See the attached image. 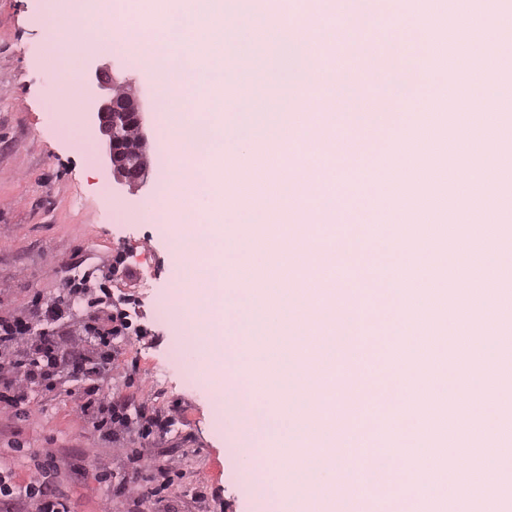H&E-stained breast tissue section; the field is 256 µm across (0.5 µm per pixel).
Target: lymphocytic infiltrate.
<instances>
[{
	"label": "lymphocytic infiltrate",
	"instance_id": "obj_1",
	"mask_svg": "<svg viewBox=\"0 0 512 512\" xmlns=\"http://www.w3.org/2000/svg\"><path fill=\"white\" fill-rule=\"evenodd\" d=\"M130 274L126 255L116 251L107 267L106 283ZM106 283L93 288L82 280L70 281L52 295L35 294L23 312L0 316V410L30 416L33 391L55 395L69 380L81 381L79 417L123 449L130 462L117 478L99 471V482L106 484L110 496L151 507L165 501L170 475L178 464L173 457L154 463L147 449L170 419L148 403L136 405L129 396H110L101 389L112 370L114 342L131 326L129 312L110 304ZM81 301L86 304L84 314L73 319L74 305ZM133 435L142 440V447H125V440ZM60 473L58 455L50 448L40 453L23 485L14 482L1 462L0 512H69L55 487Z\"/></svg>",
	"mask_w": 512,
	"mask_h": 512
}]
</instances>
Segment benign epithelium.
Listing matches in <instances>:
<instances>
[{
	"mask_svg": "<svg viewBox=\"0 0 512 512\" xmlns=\"http://www.w3.org/2000/svg\"><path fill=\"white\" fill-rule=\"evenodd\" d=\"M82 80L106 92L91 104L88 114L102 136L105 159L113 177L120 184L140 186L148 176L150 163L138 100L113 80L106 67L89 66Z\"/></svg>",
	"mask_w": 512,
	"mask_h": 512,
	"instance_id": "1",
	"label": "benign epithelium"
}]
</instances>
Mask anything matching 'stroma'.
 Returning <instances> with one entry per match:
<instances>
[{
    "label": "stroma",
    "mask_w": 512,
    "mask_h": 512,
    "mask_svg": "<svg viewBox=\"0 0 512 512\" xmlns=\"http://www.w3.org/2000/svg\"><path fill=\"white\" fill-rule=\"evenodd\" d=\"M43 12L44 0H0V309L20 310L34 294L64 288L61 273L71 264H90L91 279L99 280L115 251H124L133 275L111 281L110 288L113 303H127L135 333L121 343L103 390H130L138 400L172 411L166 434L151 449L157 459H181L168 499L172 512H248L250 480L231 492L224 486V413L217 402L224 370L201 357L199 323L160 322L154 316L155 302L173 311L181 305L170 230L112 220L113 200L145 211L170 173L159 143L158 104L162 94L176 89L166 86L147 57L108 49L91 26L68 24L70 37L85 48L76 58L78 70L92 59L111 68L143 107L148 178L134 190L118 185L86 113L90 89L56 80L41 31ZM59 98L69 99L68 109L55 108ZM176 340L184 355L180 361L169 353ZM79 390V383L70 382L57 396L36 398L25 421L0 413V460L22 483L37 453L55 449L67 463L60 491L70 512H102L108 492L95 473L104 466L121 471L123 459L91 423L78 418ZM200 490L205 499H197Z\"/></svg>",
    "instance_id": "1"
}]
</instances>
